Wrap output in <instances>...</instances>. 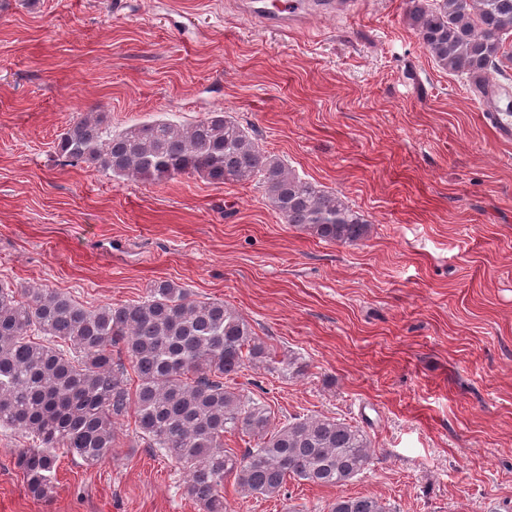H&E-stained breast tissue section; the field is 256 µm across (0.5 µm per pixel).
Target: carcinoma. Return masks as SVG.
<instances>
[{"label":"carcinoma","mask_w":512,"mask_h":512,"mask_svg":"<svg viewBox=\"0 0 512 512\" xmlns=\"http://www.w3.org/2000/svg\"><path fill=\"white\" fill-rule=\"evenodd\" d=\"M406 20L438 67L478 87L490 72H503V60L512 62L503 49L512 0H408ZM55 154L63 166L151 183L179 175L256 182L286 223L325 242L357 243L370 230L338 194L294 173L260 148L254 130L222 112L118 131L104 112L79 113ZM248 369L304 374L297 358L277 355L235 308L195 298L173 281L157 282L139 300L87 306L56 289L18 290L0 280V427L32 440L18 449L15 467L36 498L54 490L58 451L87 468L112 458L115 419L130 413L147 447L187 469L184 494L201 512H230V477L246 495L277 498L290 480L339 488L368 468L371 443L357 426L301 415L272 425L261 398L228 384ZM236 432L255 446L240 455L224 449V434ZM328 512L391 508L377 497L340 494Z\"/></svg>","instance_id":"obj_1"}]
</instances>
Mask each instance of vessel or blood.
<instances>
[{"label": "vessel or blood", "mask_w": 512, "mask_h": 512, "mask_svg": "<svg viewBox=\"0 0 512 512\" xmlns=\"http://www.w3.org/2000/svg\"><path fill=\"white\" fill-rule=\"evenodd\" d=\"M355 0H309L300 4L299 0H274L273 5H266L265 0H247L244 14L253 21L264 23L270 29H283L293 24H306L307 18L321 13H351ZM512 94V87L506 85L486 84L476 99L480 111L493 115L494 126L500 135L512 136V115L500 112L497 101Z\"/></svg>", "instance_id": "1"}]
</instances>
